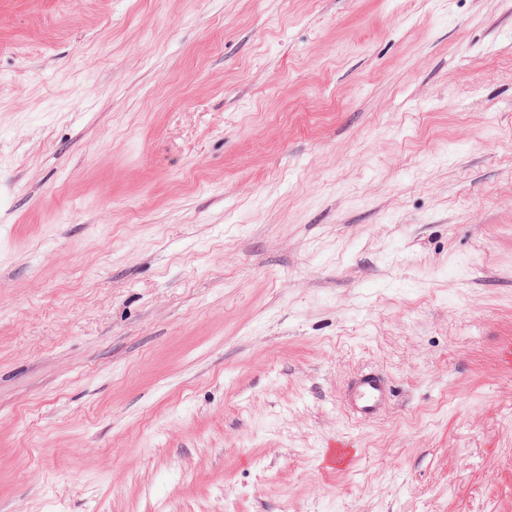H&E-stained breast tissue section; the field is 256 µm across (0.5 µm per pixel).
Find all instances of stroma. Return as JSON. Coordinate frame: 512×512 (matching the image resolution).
<instances>
[{"mask_svg": "<svg viewBox=\"0 0 512 512\" xmlns=\"http://www.w3.org/2000/svg\"><path fill=\"white\" fill-rule=\"evenodd\" d=\"M0 512H512V0H0ZM393 397L394 389L384 375L365 371L347 385L342 400L354 420L364 421L380 416Z\"/></svg>", "mask_w": 512, "mask_h": 512, "instance_id": "obj_1", "label": "stroma"}]
</instances>
